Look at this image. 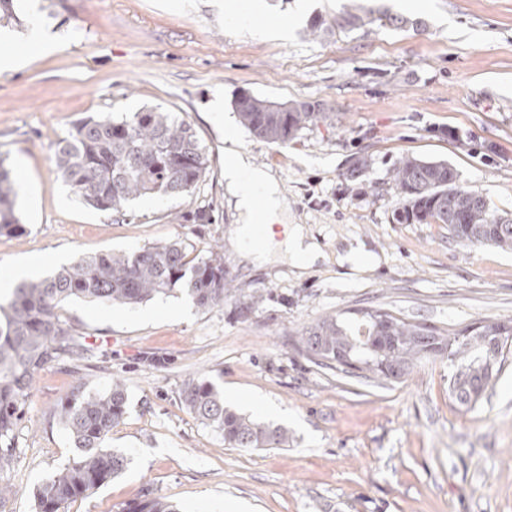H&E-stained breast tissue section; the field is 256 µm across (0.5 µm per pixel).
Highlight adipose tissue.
Listing matches in <instances>:
<instances>
[{"instance_id":"ef3b65f1","label":"adipose tissue","mask_w":512,"mask_h":512,"mask_svg":"<svg viewBox=\"0 0 512 512\" xmlns=\"http://www.w3.org/2000/svg\"><path fill=\"white\" fill-rule=\"evenodd\" d=\"M228 157L224 165V188L238 214L233 243L240 248L243 261L260 267L268 260L274 242L275 226L282 223L288 213V194L271 173L254 164L251 157L234 148H226ZM263 198V211H256V198ZM264 222V236L254 239L256 222Z\"/></svg>"}]
</instances>
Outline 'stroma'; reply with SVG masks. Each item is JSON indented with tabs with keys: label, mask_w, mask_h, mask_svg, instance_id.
<instances>
[{
	"label": "stroma",
	"mask_w": 512,
	"mask_h": 512,
	"mask_svg": "<svg viewBox=\"0 0 512 512\" xmlns=\"http://www.w3.org/2000/svg\"><path fill=\"white\" fill-rule=\"evenodd\" d=\"M351 4L405 24L311 35L313 18ZM238 12L261 35L241 30ZM35 14L59 47L0 72V158L26 226L0 236V266L31 264L37 279L78 254L179 240L196 256L217 243L236 292L210 309L179 292L134 307L62 304L92 354L38 373L0 472L13 489L0 512H34V490L76 455L54 407L114 378L128 406L108 445L131 462L69 512H127L152 497L179 512H512V357L466 411L449 397L445 358L376 385L315 364L299 342L323 316L369 308L447 331L512 320V251L456 243L442 224L393 223L389 174L407 154L448 161L460 186L512 217V0H22L18 22L0 27L1 51L23 50ZM244 92L334 118L273 145L239 125L233 101ZM217 100L238 148L272 172L291 223L321 248L304 273L278 256L239 266L224 138L209 118ZM145 107L192 124L209 155L204 180L184 197L137 198L122 216L87 207L57 171L58 142L80 118ZM360 155L370 166L356 174ZM189 378L217 385L228 408L287 427L288 444L228 447L182 403ZM253 396L270 412L249 406Z\"/></svg>",
	"instance_id": "obj_1"
}]
</instances>
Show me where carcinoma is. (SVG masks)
Instances as JSON below:
<instances>
[{
	"mask_svg": "<svg viewBox=\"0 0 512 512\" xmlns=\"http://www.w3.org/2000/svg\"><path fill=\"white\" fill-rule=\"evenodd\" d=\"M403 20L386 13L378 18L352 5L329 22H311L315 37L333 27L356 29L375 20ZM233 109L240 124L269 144L286 145L302 130L325 122L330 114L307 102L280 103L244 93ZM56 167L81 202L93 209L123 214L138 197L154 194L180 197L206 176L209 159L191 123L158 107L119 115L98 113L80 120L56 151ZM399 224H443L457 243L494 245L512 251V220L495 215L481 192L457 184L446 161L399 157L392 169ZM25 232L15 208L10 170L0 159V236ZM181 291L201 309L224 305L236 288L224 278V251L211 246L201 257L188 258L186 246L168 241L132 253L79 255L66 267L38 281L14 288L0 305V471L14 458L21 406L36 375L64 358H83L90 349L65 326L57 309L70 299L109 305H137L159 295ZM512 323L483 319L462 328H439L408 321L382 308L364 309L345 321L327 315L307 327L304 348L336 363V369L358 378L388 383L408 375L418 364L442 356L452 374L449 397L470 410L492 386L507 360ZM182 401L206 427L231 448H280L288 429L261 424L224 406V395L212 382L189 379ZM128 394L124 381L111 380L97 392L77 387L57 411L78 455L34 493L35 512H66L69 502L86 496L121 475L129 458L108 448L109 434L124 419ZM129 512H178L168 500L145 499Z\"/></svg>",
	"mask_w": 512,
	"mask_h": 512,
	"instance_id": "cac0c4a2",
	"label": "carcinoma"
}]
</instances>
